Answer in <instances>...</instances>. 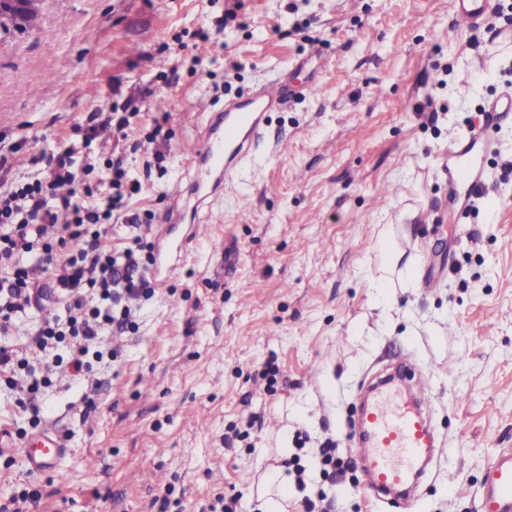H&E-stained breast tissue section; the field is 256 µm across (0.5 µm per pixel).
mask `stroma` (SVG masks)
Wrapping results in <instances>:
<instances>
[{
	"label": "stroma",
	"instance_id": "obj_1",
	"mask_svg": "<svg viewBox=\"0 0 512 512\" xmlns=\"http://www.w3.org/2000/svg\"><path fill=\"white\" fill-rule=\"evenodd\" d=\"M240 4L228 23L225 0H41L34 30L0 33V134L26 139L14 173L89 112L130 113L89 148L97 171L117 154L141 183L128 204L141 226L113 221L117 250L157 243L168 195L190 193L198 104L219 112L272 80L291 91L201 208L207 237L141 301L137 332L90 343L117 358L81 379L59 364L32 411L0 384V425L65 445L38 473L0 452V500L35 487L39 512H211L224 495L260 512L263 474L287 460L288 512H481L485 466L512 448V114L470 156L481 197L445 168L512 81V46L490 34L512 26V0L468 32L453 0ZM388 227L416 258L403 288L367 280ZM406 356L427 376L442 454L404 502L365 494L357 468L327 477L319 449L357 460L359 395Z\"/></svg>",
	"mask_w": 512,
	"mask_h": 512
}]
</instances>
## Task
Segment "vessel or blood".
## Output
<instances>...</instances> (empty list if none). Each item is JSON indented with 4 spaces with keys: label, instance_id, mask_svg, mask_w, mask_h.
Returning a JSON list of instances; mask_svg holds the SVG:
<instances>
[{
    "label": "vessel or blood",
    "instance_id": "b4317fda",
    "mask_svg": "<svg viewBox=\"0 0 512 512\" xmlns=\"http://www.w3.org/2000/svg\"><path fill=\"white\" fill-rule=\"evenodd\" d=\"M495 0H453L454 20L466 31L479 28ZM286 103L285 87L273 82L260 86L249 99L225 102L212 113L210 126L199 147L186 156L185 166L196 172L195 194L205 201L259 146L267 114ZM198 231L168 237L157 261L166 273L176 269L175 257L187 254ZM365 448L361 465L364 487L373 495L403 491L423 474L435 446L431 426L423 411L414 409L397 386L381 388L359 410ZM18 448L28 469L41 471L60 453L54 432L15 443L9 428L0 427V448ZM484 512H512V451L498 453L490 462L482 491Z\"/></svg>",
    "mask_w": 512,
    "mask_h": 512
}]
</instances>
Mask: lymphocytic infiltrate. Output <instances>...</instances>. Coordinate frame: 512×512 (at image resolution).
<instances>
[{"label": "lymphocytic infiltrate", "instance_id": "1", "mask_svg": "<svg viewBox=\"0 0 512 512\" xmlns=\"http://www.w3.org/2000/svg\"><path fill=\"white\" fill-rule=\"evenodd\" d=\"M128 124L116 112L92 113L80 129V144L52 153L46 169L35 176L15 177L7 167L20 142L0 145V333L9 334L16 316L38 308L46 290L65 302V318L0 347V381L19 387L27 400L40 390L35 358L69 343L68 364L75 375H85L91 359L104 357L102 351H89L87 341L135 333L136 303L154 294L139 251H114L107 231L113 215L125 213L129 199L140 192L139 181L118 156L106 163L109 193L98 194L89 181L95 166L81 153L98 129L113 125L121 130ZM61 209L69 212L68 223H58ZM32 260L49 272L47 284L30 279ZM21 372L29 378L22 386L16 381Z\"/></svg>", "mask_w": 512, "mask_h": 512}]
</instances>
